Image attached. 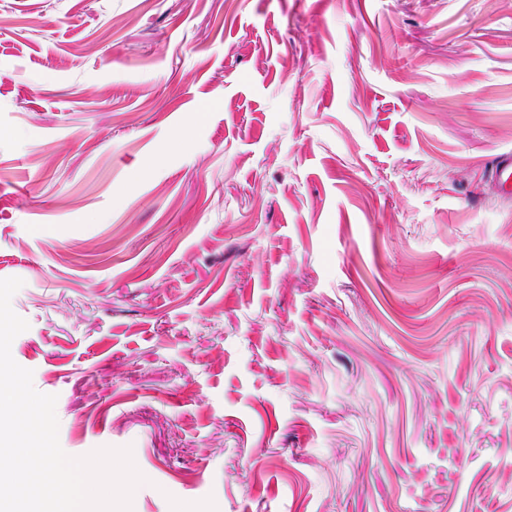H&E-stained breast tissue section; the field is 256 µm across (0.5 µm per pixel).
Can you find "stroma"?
I'll return each mask as SVG.
<instances>
[{
  "label": "stroma",
  "instance_id": "stroma-1",
  "mask_svg": "<svg viewBox=\"0 0 512 512\" xmlns=\"http://www.w3.org/2000/svg\"><path fill=\"white\" fill-rule=\"evenodd\" d=\"M512 0H0L11 353L132 512H512ZM488 178L504 199L512 198V152L495 155L489 164Z\"/></svg>",
  "mask_w": 512,
  "mask_h": 512
}]
</instances>
